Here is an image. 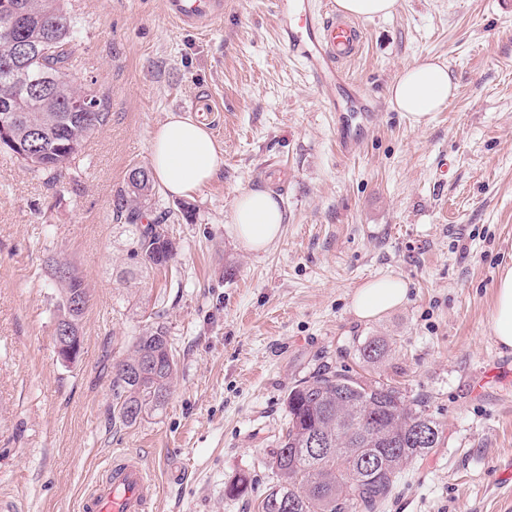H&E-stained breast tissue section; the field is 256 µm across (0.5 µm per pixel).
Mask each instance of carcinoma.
Segmentation results:
<instances>
[{
  "label": "carcinoma",
  "mask_w": 512,
  "mask_h": 512,
  "mask_svg": "<svg viewBox=\"0 0 512 512\" xmlns=\"http://www.w3.org/2000/svg\"><path fill=\"white\" fill-rule=\"evenodd\" d=\"M74 28L67 0H0V123L10 126L0 149L50 180L107 118L92 79L55 82L39 96L28 86L34 79L78 71ZM18 43L32 49L23 70L10 56ZM80 99L94 109L76 110L73 102ZM154 195L149 169L135 166L115 214L134 228L132 254L166 269L177 255L167 215L142 223ZM58 281V311L72 317L70 302L75 296L88 302L87 285L73 269L63 271ZM385 352L386 342L380 339L359 348L370 364ZM176 373L167 328L154 322L133 337L130 352L112 368V424L130 427L160 410ZM286 404L288 423L277 446L267 452L272 482L258 499L257 512H377L399 473L440 443L439 424L428 403L380 377L319 370L288 389ZM421 428L431 436L425 447L415 439Z\"/></svg>",
  "instance_id": "obj_1"
}]
</instances>
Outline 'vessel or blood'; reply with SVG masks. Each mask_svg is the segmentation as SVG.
<instances>
[{"instance_id": "obj_1", "label": "vessel or blood", "mask_w": 512, "mask_h": 512, "mask_svg": "<svg viewBox=\"0 0 512 512\" xmlns=\"http://www.w3.org/2000/svg\"><path fill=\"white\" fill-rule=\"evenodd\" d=\"M279 35L288 54L302 63L323 98L340 108L337 86L346 77L341 62L360 51L365 32L357 21L337 14L334 0L313 6L309 0H272ZM167 14L182 24L210 22L220 17L218 0H165ZM155 483L137 455L113 457L104 474L83 494L79 512H148Z\"/></svg>"}]
</instances>
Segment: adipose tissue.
<instances>
[{"instance_id":"adipose-tissue-1","label":"adipose tissue","mask_w":512,"mask_h":512,"mask_svg":"<svg viewBox=\"0 0 512 512\" xmlns=\"http://www.w3.org/2000/svg\"><path fill=\"white\" fill-rule=\"evenodd\" d=\"M391 103L412 127L425 126L455 94L445 65L426 59L403 69L389 86ZM150 162L155 179L172 196L182 197L204 187L220 165L217 145L206 126L188 116L169 115L154 131ZM286 222L280 199L273 192L251 189L240 193L232 213V229L247 252L267 251L281 237ZM409 285L391 274L358 286L351 309L361 320L377 318L406 301ZM490 328L503 348L512 349V264L501 267L495 283Z\"/></svg>"}]
</instances>
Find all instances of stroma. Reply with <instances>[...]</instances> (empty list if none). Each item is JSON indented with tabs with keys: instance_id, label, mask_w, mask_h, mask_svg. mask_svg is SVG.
<instances>
[{
	"instance_id": "1",
	"label": "stroma",
	"mask_w": 512,
	"mask_h": 512,
	"mask_svg": "<svg viewBox=\"0 0 512 512\" xmlns=\"http://www.w3.org/2000/svg\"><path fill=\"white\" fill-rule=\"evenodd\" d=\"M223 2L220 20L183 25L164 0H70L73 49L107 119L52 183L0 152V502L78 512L125 451L153 471L158 512H255L288 390L326 368L428 401L442 431L381 512H512V373L471 391L483 367L512 363L489 323L497 273L512 262V13L496 0H399L366 20L345 69L375 118L350 155L270 0ZM426 58L447 66L457 92L416 129L387 87ZM173 113L207 126L222 164L191 195L157 190L148 212L172 213L178 249L158 270L133 256V229L113 212ZM261 188L280 196L287 222L255 254L231 215L242 191ZM60 261L89 288L68 366L54 342ZM387 273L409 282L407 303L359 321L355 288ZM157 319L176 349L172 393L136 425H112V366ZM374 338L389 351L373 365L358 348ZM242 474L246 496H227Z\"/></svg>"
}]
</instances>
